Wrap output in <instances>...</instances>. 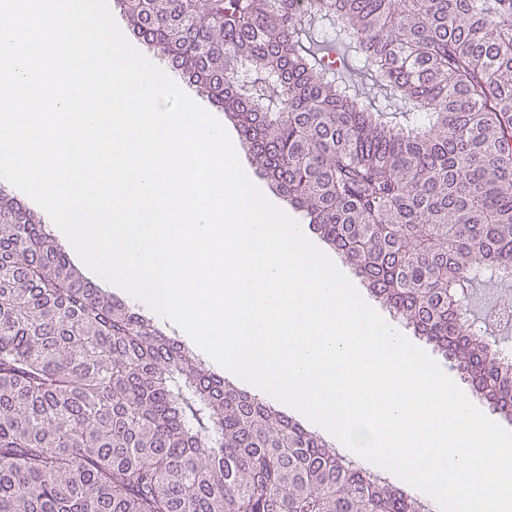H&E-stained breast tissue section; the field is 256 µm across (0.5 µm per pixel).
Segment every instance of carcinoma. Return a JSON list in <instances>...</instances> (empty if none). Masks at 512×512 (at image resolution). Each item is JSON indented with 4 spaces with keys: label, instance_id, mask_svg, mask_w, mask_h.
Here are the masks:
<instances>
[{
    "label": "carcinoma",
    "instance_id": "obj_1",
    "mask_svg": "<svg viewBox=\"0 0 512 512\" xmlns=\"http://www.w3.org/2000/svg\"><path fill=\"white\" fill-rule=\"evenodd\" d=\"M271 188L512 418V0H117ZM354 49L365 99L309 47ZM84 282L0 192V512H424Z\"/></svg>",
    "mask_w": 512,
    "mask_h": 512
}]
</instances>
